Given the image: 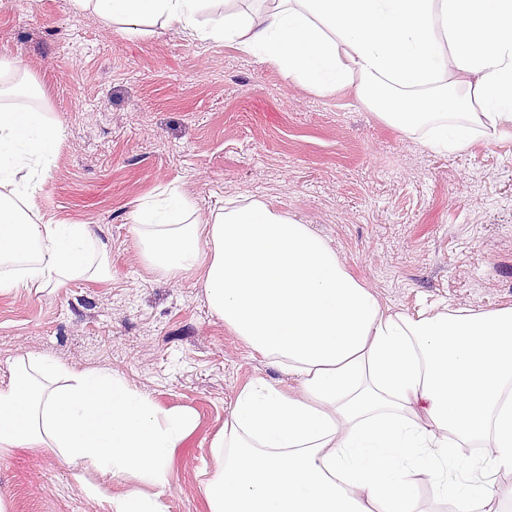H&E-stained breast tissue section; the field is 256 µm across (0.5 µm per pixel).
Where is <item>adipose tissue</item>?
Returning a JSON list of instances; mask_svg holds the SVG:
<instances>
[{"instance_id": "obj_1", "label": "adipose tissue", "mask_w": 512, "mask_h": 512, "mask_svg": "<svg viewBox=\"0 0 512 512\" xmlns=\"http://www.w3.org/2000/svg\"><path fill=\"white\" fill-rule=\"evenodd\" d=\"M72 0L106 27L147 26L200 42L232 41L320 95L356 87L386 120L434 151L512 129V0ZM0 84V294L43 292L111 274L86 224H46L30 204L63 133L36 108L4 104ZM183 193L131 214L145 263L200 276L208 305L298 393L244 387L213 446L210 512H504L473 478L512 471V307L411 316L381 303L308 225L254 200L201 223ZM0 382V454L41 449L71 467L130 482L84 491L105 512H161L138 486L163 488L195 425L162 411L106 368L48 355L14 359ZM482 453L462 457L465 448ZM433 490L420 493L419 477Z\"/></svg>"}]
</instances>
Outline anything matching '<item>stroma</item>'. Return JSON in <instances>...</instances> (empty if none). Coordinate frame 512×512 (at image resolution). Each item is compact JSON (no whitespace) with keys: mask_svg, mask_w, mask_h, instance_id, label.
<instances>
[{"mask_svg":"<svg viewBox=\"0 0 512 512\" xmlns=\"http://www.w3.org/2000/svg\"><path fill=\"white\" fill-rule=\"evenodd\" d=\"M22 58L64 139L34 199L43 222L89 224L112 277L0 294V376L49 354L109 368L161 409L197 418L177 448L164 512H209L203 494L239 391L293 381L208 306L198 275L143 261L129 216L176 189L199 220L253 200L307 224L382 302L408 314L512 307V135L435 152L345 88L319 96L232 42L153 26H102L71 0H0V61ZM10 512H101L48 452L0 455Z\"/></svg>","mask_w":512,"mask_h":512,"instance_id":"35a3bbf8","label":"stroma"}]
</instances>
